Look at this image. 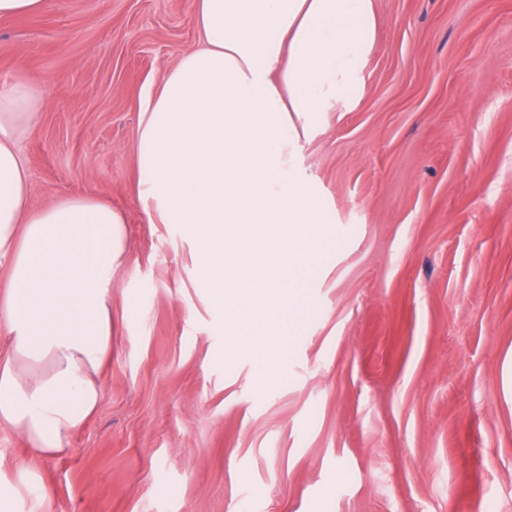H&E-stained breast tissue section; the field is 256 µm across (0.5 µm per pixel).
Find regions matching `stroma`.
<instances>
[{
	"label": "stroma",
	"instance_id": "stroma-1",
	"mask_svg": "<svg viewBox=\"0 0 512 512\" xmlns=\"http://www.w3.org/2000/svg\"><path fill=\"white\" fill-rule=\"evenodd\" d=\"M374 8L362 97L300 143L333 242L264 366L134 191L145 97L201 45L191 0L0 18V85L43 98L30 207L93 193L129 240L93 415L61 456L0 423L19 512H512V0Z\"/></svg>",
	"mask_w": 512,
	"mask_h": 512
}]
</instances>
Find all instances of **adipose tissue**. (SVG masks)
Returning a JSON list of instances; mask_svg holds the SVG:
<instances>
[{"label":"adipose tissue","mask_w":512,"mask_h":512,"mask_svg":"<svg viewBox=\"0 0 512 512\" xmlns=\"http://www.w3.org/2000/svg\"><path fill=\"white\" fill-rule=\"evenodd\" d=\"M203 44L168 69L141 112L136 195L150 223L179 225L197 277L239 349L267 358L302 313L323 250L322 212L300 168L301 136L358 98L375 46L373 0H193ZM35 83L0 87V421L43 454L97 407L112 353V278L127 258L123 210L95 196L35 210L17 148L38 120ZM47 362L44 374L20 364Z\"/></svg>","instance_id":"1"}]
</instances>
